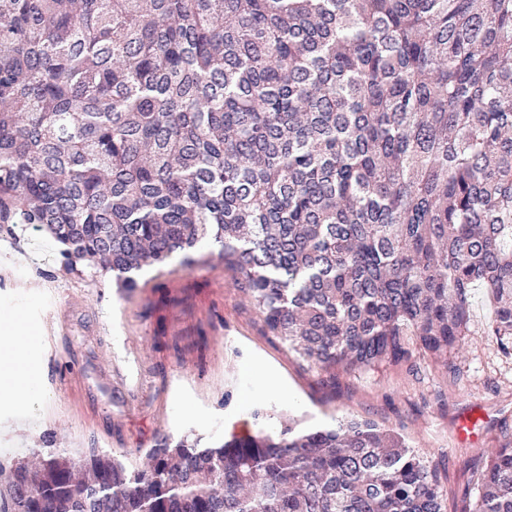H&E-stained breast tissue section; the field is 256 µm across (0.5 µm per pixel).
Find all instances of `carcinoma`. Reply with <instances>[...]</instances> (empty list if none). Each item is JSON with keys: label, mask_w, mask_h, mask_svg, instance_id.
<instances>
[{"label": "carcinoma", "mask_w": 512, "mask_h": 512, "mask_svg": "<svg viewBox=\"0 0 512 512\" xmlns=\"http://www.w3.org/2000/svg\"><path fill=\"white\" fill-rule=\"evenodd\" d=\"M123 288L205 241L334 387L435 360L488 289L512 346V0H0V230ZM140 462L0 459V512H445L398 433L338 418ZM463 512H512V443Z\"/></svg>", "instance_id": "obj_1"}]
</instances>
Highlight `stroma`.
<instances>
[{
	"instance_id": "1",
	"label": "stroma",
	"mask_w": 512,
	"mask_h": 512,
	"mask_svg": "<svg viewBox=\"0 0 512 512\" xmlns=\"http://www.w3.org/2000/svg\"><path fill=\"white\" fill-rule=\"evenodd\" d=\"M61 249L29 224L0 234V320H19L31 336L39 393L30 407L0 391V458L49 433L74 456L113 450L135 463L164 437L222 440L262 404L275 418L292 409L309 426L346 415L395 429L438 471L447 512H460L481 463L512 441V355L488 333L485 289H475L470 332L447 363L418 355L409 366L342 373L330 388L265 334L234 275L208 250L192 266L175 260L145 272L128 292L111 272L65 271ZM110 366L122 386L107 399L92 395ZM476 400L487 415L482 436L459 441L458 421ZM25 413L35 434L18 429Z\"/></svg>"
}]
</instances>
